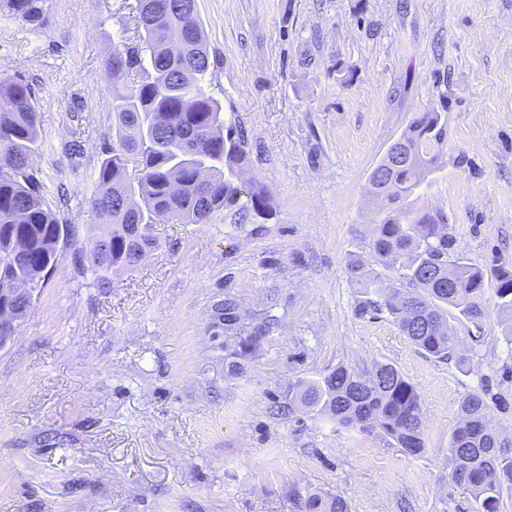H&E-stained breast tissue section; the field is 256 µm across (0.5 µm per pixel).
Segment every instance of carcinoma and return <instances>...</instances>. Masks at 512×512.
<instances>
[{
	"label": "carcinoma",
	"instance_id": "cac0c4a2",
	"mask_svg": "<svg viewBox=\"0 0 512 512\" xmlns=\"http://www.w3.org/2000/svg\"><path fill=\"white\" fill-rule=\"evenodd\" d=\"M2 11L38 23L43 0H0ZM136 11L142 36L112 44L103 62L112 78L123 80L112 94V143L103 147L90 198L92 213L109 224L108 241L80 255L101 286L158 247L156 224H204L238 204L257 217L272 214L266 190L239 180L249 160L245 130L225 123L221 103L205 88L210 56L197 0H137ZM0 100L6 104L0 111V288L20 283L37 289L57 257L61 224L32 167L39 122L29 83L20 75L1 76ZM445 135L441 112L420 113L400 137L401 159L388 151L369 176L379 216L370 250L379 265L399 271L403 285L360 261L350 262L348 272L364 290L361 313L387 312L419 349L465 367L463 339L449 318L477 324L485 317L484 273L454 251L444 210L408 202L437 168ZM495 297L499 315L511 322L512 344L511 270L500 269ZM299 398L341 426L383 432L409 454L423 449L418 391L390 364L365 375L339 365L299 384ZM459 414L448 448L451 478L469 491L475 512H498L503 491H512V441L493 424L485 394L466 396ZM304 509L349 512L342 497L319 493L307 497Z\"/></svg>",
	"mask_w": 512,
	"mask_h": 512
}]
</instances>
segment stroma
<instances>
[{"label": "stroma", "mask_w": 512, "mask_h": 512, "mask_svg": "<svg viewBox=\"0 0 512 512\" xmlns=\"http://www.w3.org/2000/svg\"><path fill=\"white\" fill-rule=\"evenodd\" d=\"M136 0H44L0 14V76L29 82L33 167L68 244L0 348V512H473L451 480L458 408L487 391L512 438V353L493 288L453 327L469 368L434 359L385 314H360L369 176L420 112L441 109L440 167L416 208L448 214L455 251L512 268V0H198L207 89L249 137V179L275 203L159 224V247L94 285L79 251L105 229L89 198L112 136V43ZM412 383L423 450L344 428L296 400L337 365ZM2 11L29 23H39L43 18V0H1ZM306 512H348V503L340 496L310 494L304 503Z\"/></svg>", "instance_id": "stroma-1"}]
</instances>
